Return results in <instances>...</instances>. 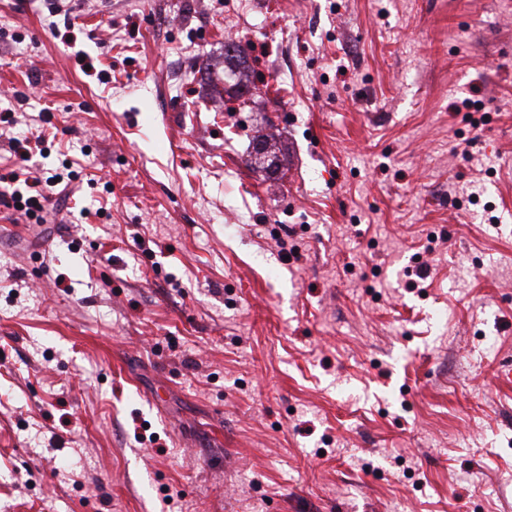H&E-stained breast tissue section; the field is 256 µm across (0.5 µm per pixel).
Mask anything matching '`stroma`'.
<instances>
[{
  "label": "stroma",
  "mask_w": 512,
  "mask_h": 512,
  "mask_svg": "<svg viewBox=\"0 0 512 512\" xmlns=\"http://www.w3.org/2000/svg\"><path fill=\"white\" fill-rule=\"evenodd\" d=\"M8 110L0 512H512V0H0ZM233 53V54H232ZM243 58V49L240 44L224 45V81L225 84H229L232 88H238L237 93L240 97H243L245 93H250L251 88L248 86L249 82L247 79L244 82V73L239 68L229 66L234 62H241ZM250 83V82H249ZM246 90L243 91V90ZM20 175L25 177L21 179ZM72 175L71 172L66 174V182L62 174L52 175L50 178L43 181L41 177L31 176V172L25 169H21L20 173L13 172L11 177L13 183H20L24 186V192H22L19 187H13L10 193L15 208L24 210L25 214L30 219H35L38 224L46 222L45 214L47 212L45 203L51 198L50 194H54H46L47 188H53L65 182L62 191L56 193L61 194L72 181ZM54 179H57V182H54ZM18 204H21V208H18Z\"/></svg>",
  "instance_id": "stroma-1"
}]
</instances>
